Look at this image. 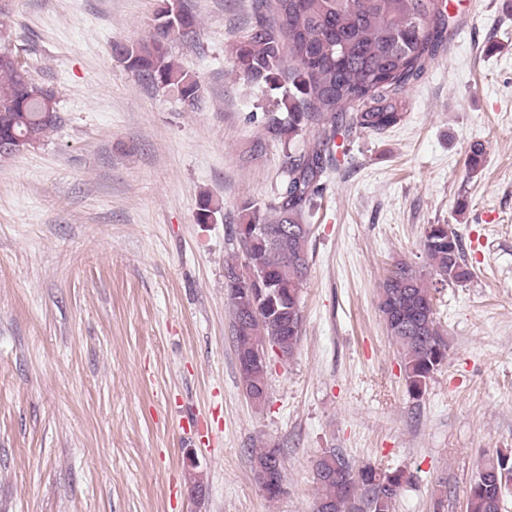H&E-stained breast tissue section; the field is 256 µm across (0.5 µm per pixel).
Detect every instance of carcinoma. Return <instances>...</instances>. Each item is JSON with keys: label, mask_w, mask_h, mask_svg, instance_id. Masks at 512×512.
<instances>
[{"label": "carcinoma", "mask_w": 512, "mask_h": 512, "mask_svg": "<svg viewBox=\"0 0 512 512\" xmlns=\"http://www.w3.org/2000/svg\"><path fill=\"white\" fill-rule=\"evenodd\" d=\"M448 0H255L254 21L224 45V56L249 81L281 91L277 111L264 113L263 138L281 146L282 179L273 201L240 202L229 235L244 264L224 267V288L232 311V331L242 381L252 405L267 400L268 362L253 359L268 342L292 357L301 341V291L309 269L311 218L319 209L324 177L334 155L335 136L344 128L383 133L400 124L410 109L407 89L420 79L446 41ZM196 16L172 0H160L153 31L145 38L114 41L112 57L138 80L198 107L201 85L195 73L170 55V43L191 39ZM60 122L52 88L33 81L30 64L0 48V141L32 136L42 142ZM308 129L312 141L295 150ZM484 149L471 148L468 177L484 165ZM221 209L202 199L197 221L208 224ZM420 248L440 282L462 284L473 277L462 238L450 224L425 229ZM256 277L247 286L227 281L239 269ZM438 287L404 261L393 265L377 293V308L398 348L408 392L421 397L432 376L447 362L448 340L433 301ZM281 450L252 451L254 474L270 471L265 495L283 494ZM512 479V455L482 458L472 476L466 512H499L502 478ZM313 512H395L397 497L411 483L404 470L374 466L354 469L334 450L313 461Z\"/></svg>", "instance_id": "carcinoma-1"}]
</instances>
